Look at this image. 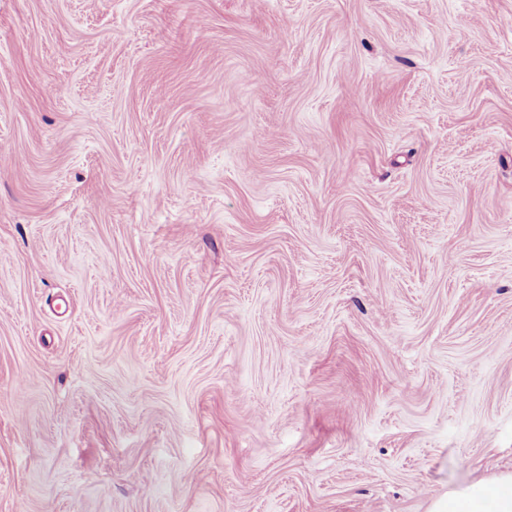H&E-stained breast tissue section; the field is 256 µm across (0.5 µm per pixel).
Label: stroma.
<instances>
[{
  "mask_svg": "<svg viewBox=\"0 0 512 512\" xmlns=\"http://www.w3.org/2000/svg\"><path fill=\"white\" fill-rule=\"evenodd\" d=\"M506 473L512 0H0V512Z\"/></svg>",
  "mask_w": 512,
  "mask_h": 512,
  "instance_id": "stroma-1",
  "label": "stroma"
}]
</instances>
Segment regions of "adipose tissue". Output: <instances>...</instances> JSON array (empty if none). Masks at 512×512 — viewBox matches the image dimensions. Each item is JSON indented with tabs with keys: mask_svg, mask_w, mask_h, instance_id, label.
<instances>
[{
	"mask_svg": "<svg viewBox=\"0 0 512 512\" xmlns=\"http://www.w3.org/2000/svg\"><path fill=\"white\" fill-rule=\"evenodd\" d=\"M430 512H512V474L495 484H471L450 489L434 501Z\"/></svg>",
	"mask_w": 512,
	"mask_h": 512,
	"instance_id": "obj_1",
	"label": "adipose tissue"
}]
</instances>
